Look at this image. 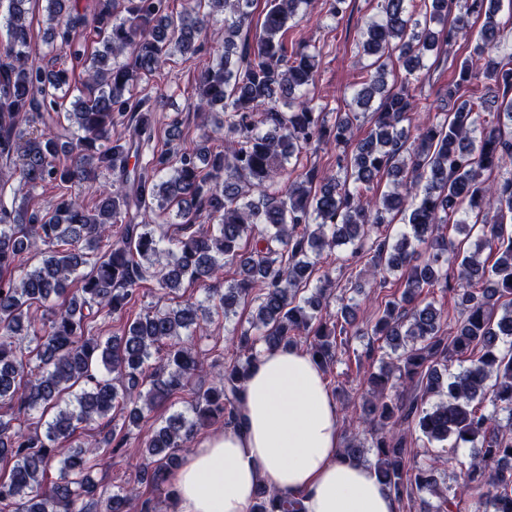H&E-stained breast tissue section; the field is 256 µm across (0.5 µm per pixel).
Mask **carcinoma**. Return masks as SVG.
Wrapping results in <instances>:
<instances>
[{
    "label": "carcinoma",
    "instance_id": "1",
    "mask_svg": "<svg viewBox=\"0 0 512 512\" xmlns=\"http://www.w3.org/2000/svg\"><path fill=\"white\" fill-rule=\"evenodd\" d=\"M67 2L46 0V35L62 59L50 65L32 39L33 0H0V512H171L168 476L180 453L237 418L260 348L306 340L326 372L346 353V294L361 291L363 275L376 303L364 357L382 366L368 376L371 398L342 453L373 467L401 509L428 494L436 504L422 500L423 512H461L469 499L474 512H512V53H502L512 0L505 18L502 0H379L359 45L370 72L353 108L332 116L307 94L322 48L286 37L314 0H268L261 31L235 60L253 0H186L179 12L171 0H126L122 16L112 0L89 14ZM473 18L483 20L475 37ZM219 23L224 53L198 72L188 113L170 116L165 147H152L160 97L139 83L175 54L196 64ZM430 53L454 79L435 90L438 116L415 126L416 113L433 109L418 90ZM394 56L405 70L395 88ZM483 85L489 107L476 95ZM361 116L370 127L357 138ZM191 117L202 134L187 144L180 133ZM311 147L334 150V166L304 164ZM501 170L509 176L494 177ZM105 172L112 182L97 185ZM383 177L393 189L377 197ZM47 184L58 190L50 207L33 201ZM398 217L405 230L392 236ZM475 233V249L465 248ZM339 245L351 246V273L337 316L323 255ZM485 248L491 265L479 258ZM227 264L236 267L229 284ZM399 272L398 294L389 276ZM150 279L170 295L197 285L205 298L129 318ZM437 293L460 312L451 328ZM242 304L254 316L232 330L235 359L216 385L194 386L203 364L183 335ZM111 323L119 327L108 335ZM452 359L463 366L445 380L438 367ZM173 400L188 412L161 420L143 442L137 485L106 493L93 476L100 451L124 455L129 426ZM117 412L127 413L120 427ZM36 415L51 416L43 432L24 426ZM97 420L111 429L78 442ZM414 431L475 448L456 489L438 484V458L409 460ZM249 512L302 505L264 486Z\"/></svg>",
    "mask_w": 512,
    "mask_h": 512
}]
</instances>
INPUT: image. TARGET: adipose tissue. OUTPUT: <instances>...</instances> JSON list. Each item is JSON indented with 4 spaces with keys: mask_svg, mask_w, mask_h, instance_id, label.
I'll return each instance as SVG.
<instances>
[{
    "mask_svg": "<svg viewBox=\"0 0 512 512\" xmlns=\"http://www.w3.org/2000/svg\"><path fill=\"white\" fill-rule=\"evenodd\" d=\"M176 512H249L264 485L304 512H398L369 466L341 455L340 413L306 350H262L234 426L195 438L172 475Z\"/></svg>",
    "mask_w": 512,
    "mask_h": 512,
    "instance_id": "ef3b65f1",
    "label": "adipose tissue"
}]
</instances>
